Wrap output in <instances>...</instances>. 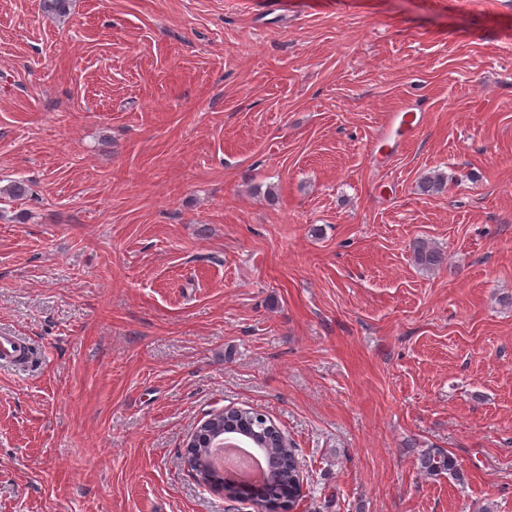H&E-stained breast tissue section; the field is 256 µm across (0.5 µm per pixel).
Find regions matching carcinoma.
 <instances>
[{
    "label": "carcinoma",
    "mask_w": 512,
    "mask_h": 512,
    "mask_svg": "<svg viewBox=\"0 0 512 512\" xmlns=\"http://www.w3.org/2000/svg\"><path fill=\"white\" fill-rule=\"evenodd\" d=\"M70 0H43L46 13L58 18L69 14ZM447 179L440 174L427 177L422 183V191L427 195H438L446 189ZM415 264L427 271L440 268L444 263L441 251L426 241H417L412 247ZM253 410L235 409L228 416L214 417L210 429L223 430L233 428L251 436L253 447L260 450L267 462V490L260 495L262 502H291L301 496L296 483L301 473L300 462L296 449L288 445V439L277 427L259 428L252 424ZM211 449L204 445L191 451V470L203 483L224 490V474L216 470L211 461ZM418 469L427 476L448 474L460 479L456 462L447 453L429 449L417 457Z\"/></svg>",
    "instance_id": "1"
}]
</instances>
